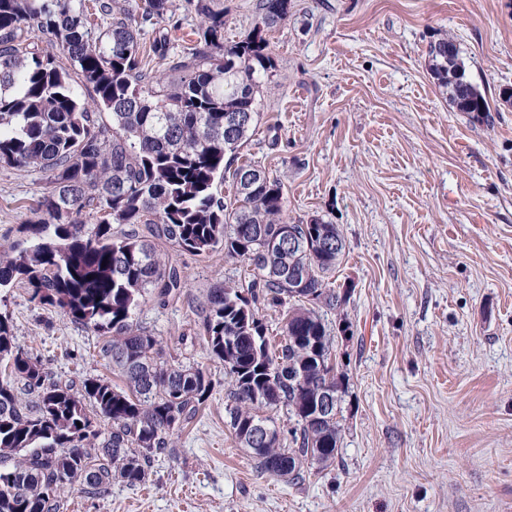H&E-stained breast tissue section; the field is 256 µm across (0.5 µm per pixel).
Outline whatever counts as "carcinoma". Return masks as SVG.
Returning a JSON list of instances; mask_svg holds the SVG:
<instances>
[{"label":"carcinoma","instance_id":"carcinoma-1","mask_svg":"<svg viewBox=\"0 0 512 512\" xmlns=\"http://www.w3.org/2000/svg\"><path fill=\"white\" fill-rule=\"evenodd\" d=\"M198 17L196 40L179 51L157 30L172 0H146L138 15L112 16V0H0V165L45 174L38 216L20 239L0 245V291L23 284L103 336L98 356L124 379L52 378L16 342L0 313V512H64L65 493L88 498L112 482H146L148 464L204 410L212 379L200 367L164 357L160 340L138 321L141 302L184 287L154 241L197 256L217 247L252 271L239 286L212 289L202 340L224 366L231 433L263 475L303 479L305 467L335 462L340 411L314 412L323 391L342 402L346 375L324 311L348 291L328 277L345 250L336 224H293L298 247L274 245L284 223L281 179L258 164L234 165L255 130L257 93L273 67L266 33L288 14V0H260L246 38L224 42V9L184 0ZM154 33L144 42L146 29ZM182 73L175 85L143 71L145 51ZM63 53L72 69L57 65ZM429 69L461 112L493 123L512 107L468 77L457 46L429 45ZM229 114L249 122L227 130ZM251 175L248 182L241 172ZM232 176L234 200L219 186ZM95 216L88 223L86 214ZM120 225L115 229L114 225ZM331 238L340 248H324ZM306 283L288 288V273ZM285 307L273 345L256 303ZM284 407L291 428L271 412ZM110 429H97L95 418ZM270 431L257 438L258 424Z\"/></svg>","mask_w":512,"mask_h":512}]
</instances>
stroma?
<instances>
[{
  "label": "stroma",
  "instance_id": "1",
  "mask_svg": "<svg viewBox=\"0 0 512 512\" xmlns=\"http://www.w3.org/2000/svg\"><path fill=\"white\" fill-rule=\"evenodd\" d=\"M224 39L253 29L258 0H217ZM450 39L489 98L512 87V0H288L268 34L273 68L241 149L284 183L291 224L339 225L327 313L345 361L339 455L303 481L259 474L225 411L224 369L201 340L210 288L240 282L223 249L158 243L182 272L180 297L139 315L165 354L210 373L205 409L138 487L67 498L66 512H512V107L493 125L457 111L428 68ZM36 170L0 166V243L37 209ZM17 343L64 381L122 379L96 333L0 293Z\"/></svg>",
  "mask_w": 512,
  "mask_h": 512
}]
</instances>
